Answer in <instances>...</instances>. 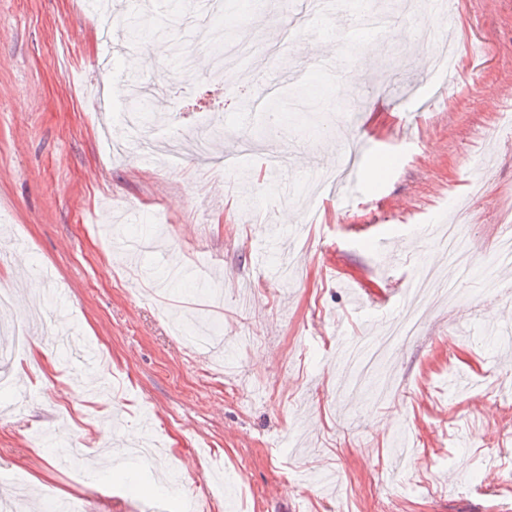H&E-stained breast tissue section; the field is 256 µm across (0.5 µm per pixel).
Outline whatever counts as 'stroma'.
Returning a JSON list of instances; mask_svg holds the SVG:
<instances>
[{"mask_svg":"<svg viewBox=\"0 0 512 512\" xmlns=\"http://www.w3.org/2000/svg\"><path fill=\"white\" fill-rule=\"evenodd\" d=\"M223 2L211 16L203 0H152L156 31L134 39L85 0H0V288H14L17 264L48 269L65 303L24 290L65 310L103 360L91 388L56 347L33 359L0 349V375L31 395L20 412L15 392L0 395V504L20 482L24 512L71 499L86 512H181L182 490L149 463L122 480L88 466L117 419L127 437L152 428L199 494L223 482L222 512H512V351L471 330L512 317V271H485L512 230V0H451L462 78L440 104L439 76L419 68L425 0L407 12L385 0L392 36L374 40L376 64L347 98L336 87L349 0L325 18L307 0ZM254 25L280 56L230 62L247 80L212 79L215 46ZM292 70L312 124L291 120L288 99L273 127L241 108ZM114 76L169 115L171 137L221 113L208 162L149 167L109 151L107 136L127 134L124 104L95 114L88 98ZM233 145L252 154L244 172L224 165ZM271 148L291 192L262 168ZM388 154L398 165L363 193ZM441 214L471 253L448 277L455 300L427 298L410 343L345 372V342L381 335L412 309L417 269L448 264L415 236ZM211 329L220 372L209 348L186 346Z\"/></svg>","mask_w":512,"mask_h":512,"instance_id":"35a3bbf8","label":"stroma"}]
</instances>
